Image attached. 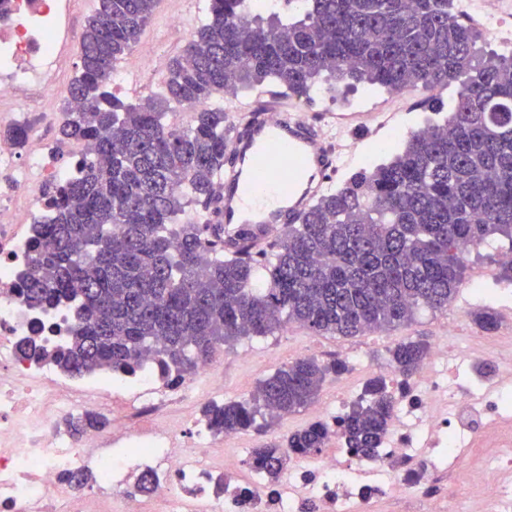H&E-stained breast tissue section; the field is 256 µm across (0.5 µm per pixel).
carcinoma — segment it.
Listing matches in <instances>:
<instances>
[{"label": "carcinoma", "mask_w": 512, "mask_h": 512, "mask_svg": "<svg viewBox=\"0 0 512 512\" xmlns=\"http://www.w3.org/2000/svg\"><path fill=\"white\" fill-rule=\"evenodd\" d=\"M454 0H285L291 12L262 18L249 0H207L204 23L170 63L162 88L138 103L111 92L121 59L138 43L157 0H98L81 38L79 75L59 126L60 141L94 154L78 178L53 184L51 218L38 225L35 264L17 293L33 309L62 303L75 316L51 354L81 374L108 366L135 376L147 363L183 379L215 350L273 336L290 323L317 335L359 336L448 310L463 285L464 250L493 235L512 246V55L476 57L479 33ZM350 78L388 91L460 90L442 121L410 133L386 161L362 167L315 198L257 248L254 229L224 238L218 179L232 162L217 94L264 83L306 96ZM193 108L182 126L168 111ZM198 213L180 223L185 207ZM476 324L497 328L483 309ZM430 344L390 350L407 382ZM344 361L298 358L246 399L212 402L208 430L266 432L312 404ZM394 391L370 379L341 417L343 447L372 457L394 411ZM105 421L86 413L74 432ZM329 427L317 421L263 440L248 464L276 482L291 455H315Z\"/></svg>", "instance_id": "cac0c4a2"}]
</instances>
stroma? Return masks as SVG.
Returning <instances> with one entry per match:
<instances>
[{"instance_id":"1","label":"stroma","mask_w":512,"mask_h":512,"mask_svg":"<svg viewBox=\"0 0 512 512\" xmlns=\"http://www.w3.org/2000/svg\"><path fill=\"white\" fill-rule=\"evenodd\" d=\"M97 4L98 0H74L73 31L66 48V62L51 95L49 111L44 114L36 108L23 117L31 129L44 131L49 140L57 138L60 122L58 114L67 106L68 87L79 70L81 35ZM205 8L206 0H158L142 38L143 46L150 48L152 60L150 63H143L140 49L125 56L118 69L126 73L127 79L125 82L113 84V93L124 101L135 103L155 91L166 75L172 59L180 53L191 34L201 26ZM177 13L183 16V25L179 28L172 27L169 23L170 16ZM457 91L458 87L454 84L428 94L422 91H373L362 83L351 87L341 82L332 91L317 89L303 97H289L288 102L307 115L314 112H384L389 115L388 126L379 132L371 133L360 129L347 131V140L356 147L355 159L346 166L347 171L352 172L367 160H381V148L391 144L392 133L396 128L412 124L420 127L427 125L434 117L433 106H447ZM504 249V243L493 239L467 253L465 283L447 311L423 309L408 324L379 329L356 337L317 336L303 326L291 323L276 335L245 339L221 347L214 359L224 370L222 388L201 390L184 411L175 413V421L192 426L201 421L205 405L213 401L237 400L249 396L261 380L288 362L300 357L328 361L338 358L340 353L350 347L361 351L365 358L364 369L352 368L342 375L328 377L319 398L323 401L333 399L337 393L351 387L363 390L367 379L386 374L390 367L391 348L417 337L425 338L432 344L437 343L440 339L439 326L445 320L453 317L458 319L459 329L450 343L459 348L465 347L470 336L479 332L473 321L474 313L487 307L492 308L499 319V335L512 334V302L504 299L492 305L474 290L478 284L489 288L500 286V255Z\"/></svg>"}]
</instances>
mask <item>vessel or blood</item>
Returning a JSON list of instances; mask_svg holds the SVG:
<instances>
[{"label": "vessel or blood", "instance_id": "obj_1", "mask_svg": "<svg viewBox=\"0 0 512 512\" xmlns=\"http://www.w3.org/2000/svg\"><path fill=\"white\" fill-rule=\"evenodd\" d=\"M376 119L372 112L313 119L294 108L274 120L247 113L231 140L235 166L221 185L225 235L254 224L265 238L295 220L327 189L334 167L352 158L347 128Z\"/></svg>", "mask_w": 512, "mask_h": 512}]
</instances>
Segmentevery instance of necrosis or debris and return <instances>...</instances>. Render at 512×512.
I'll return each instance as SVG.
<instances>
[{"mask_svg":"<svg viewBox=\"0 0 512 512\" xmlns=\"http://www.w3.org/2000/svg\"><path fill=\"white\" fill-rule=\"evenodd\" d=\"M71 0H0V122L49 97ZM41 135L25 155L0 140V512H365L387 499L417 503V512H512V343L496 338L450 349L455 325L406 386L378 453L355 457L345 449L294 456L274 483L236 476L224 466L223 443L195 424L192 442L163 425L195 389L186 379L143 371L128 380L104 371L66 376L48 360L24 357L18 345L34 336L53 350L65 336L66 308L26 306L18 276L32 269V240L47 213L49 181L74 178L60 169ZM112 424L75 437L65 420L111 405ZM94 483L74 487L81 471ZM153 473L149 495L137 476Z\"/></svg>","mask_w":512,"mask_h":512,"instance_id":"necrosis-or-debris-1","label":"necrosis or debris"}]
</instances>
